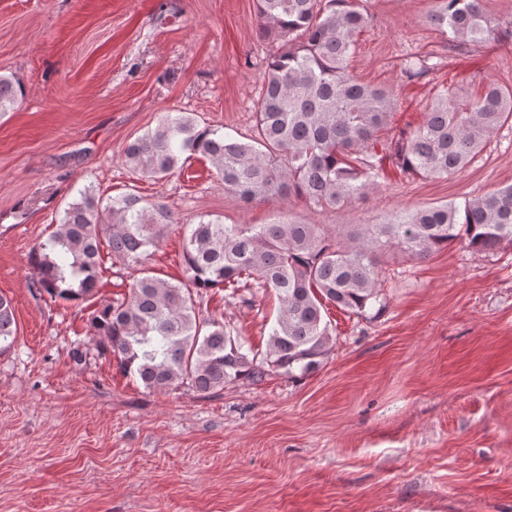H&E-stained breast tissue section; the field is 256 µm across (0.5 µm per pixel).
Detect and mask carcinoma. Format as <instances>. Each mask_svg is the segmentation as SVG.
Wrapping results in <instances>:
<instances>
[{
    "label": "carcinoma",
    "instance_id": "1",
    "mask_svg": "<svg viewBox=\"0 0 512 512\" xmlns=\"http://www.w3.org/2000/svg\"><path fill=\"white\" fill-rule=\"evenodd\" d=\"M256 8L263 31L282 46L263 65L254 134L243 141L185 112H166L126 145V164L161 180L200 155L224 191L245 203L294 195L333 212L373 192L387 164L427 179L462 172L512 122V88L490 83L475 97L447 88L421 124L382 138L395 95L362 82L349 66L356 35L373 23L362 0H256ZM428 21L456 47L500 44L512 30L481 0H437ZM431 69L409 57L403 73L412 81ZM23 96L16 77L0 74V116ZM174 223L160 202L134 192L104 201L87 186L33 247L32 281L54 300L78 302L95 293L105 264L138 269L120 297L92 313V340L148 390L186 383L212 394L273 373L291 380L316 373L334 345L327 305L358 316L385 306L387 252L425 259L451 245L486 253L512 244V185L461 205L404 211L385 224H226L204 215L187 225L186 280L177 284L146 268L150 249ZM252 285L281 302L263 352L224 321L196 312V296L208 289ZM15 339L14 308L1 295L0 351Z\"/></svg>",
    "mask_w": 512,
    "mask_h": 512
}]
</instances>
